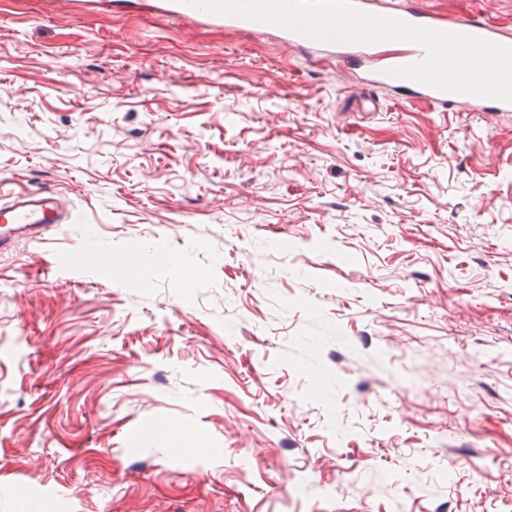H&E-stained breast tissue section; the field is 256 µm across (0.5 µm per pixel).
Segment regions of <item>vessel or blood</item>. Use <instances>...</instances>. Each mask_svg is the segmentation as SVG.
<instances>
[{
  "mask_svg": "<svg viewBox=\"0 0 512 512\" xmlns=\"http://www.w3.org/2000/svg\"><path fill=\"white\" fill-rule=\"evenodd\" d=\"M351 3L364 13L397 19L417 28L475 36L512 47L511 36L503 34L478 15L438 20L416 10L409 0H400L399 4L393 7L378 6L376 0H351ZM162 8L172 18L192 24L215 19L228 28L253 32L263 30L277 34L282 43L292 47L315 46L325 55L340 61L359 63L364 67L366 79L371 86L426 101L437 107H455L467 112H512L511 102L471 94L446 93L422 83L394 76V69L415 64L425 56L424 49L410 40L404 41L402 49L396 54L385 56L382 55L381 45L377 42L346 44L315 41L277 25H267L238 16H216L192 5L190 0H163ZM72 220L71 211L66 210L54 196L29 192L15 194L9 202L0 205V253L11 250L19 241L33 236L44 225L68 224Z\"/></svg>",
  "mask_w": 512,
  "mask_h": 512,
  "instance_id": "1",
  "label": "vessel or blood"
}]
</instances>
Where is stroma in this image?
Segmentation results:
<instances>
[{"instance_id": "35a3bbf8", "label": "stroma", "mask_w": 512, "mask_h": 512, "mask_svg": "<svg viewBox=\"0 0 512 512\" xmlns=\"http://www.w3.org/2000/svg\"><path fill=\"white\" fill-rule=\"evenodd\" d=\"M28 191L76 220L0 255V512H512V112L156 0H0Z\"/></svg>"}]
</instances>
